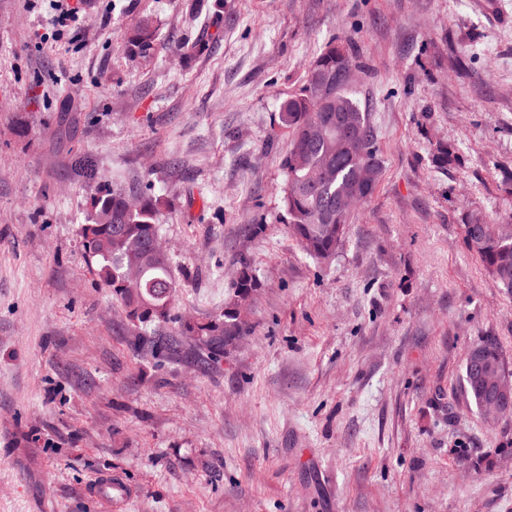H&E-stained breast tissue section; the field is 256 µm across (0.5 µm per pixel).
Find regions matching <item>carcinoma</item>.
<instances>
[{"mask_svg": "<svg viewBox=\"0 0 512 512\" xmlns=\"http://www.w3.org/2000/svg\"><path fill=\"white\" fill-rule=\"evenodd\" d=\"M126 50L134 59H150L157 51L152 22L142 20L133 30ZM353 66L352 55L331 43L313 60L300 92L281 105V121L291 133L288 153L282 160L285 173L282 206L293 237L303 250L319 260L335 256L347 230L349 213L336 212V198L346 195L356 181L362 164L382 169L368 114L351 96L344 72ZM327 97L339 99L361 138L353 149L334 155L336 130L313 132L319 106ZM433 164L446 170L461 163L451 144L436 147ZM91 213L80 227L82 248L88 265L103 287L127 311L137 324L171 321L175 305L176 281L170 274V259L146 260L140 279L129 275L132 264L147 255L144 247L158 236L156 224L159 201L141 194L132 201L121 190L97 189L90 198ZM465 240L503 291L512 294V224H496L480 212H472L464 224ZM259 287L251 263L240 261L232 296L224 311L205 323L183 322L180 334L196 336L201 346L217 357L224 353V338L234 335L240 324L241 310ZM130 345L137 351L148 347L153 354L173 347L160 339L135 336ZM503 363L502 354L491 340L472 346L465 358L463 391L477 407L488 401L490 391L477 377V368L496 369Z\"/></svg>", "mask_w": 512, "mask_h": 512, "instance_id": "obj_1", "label": "carcinoma"}]
</instances>
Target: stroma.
Here are the masks:
<instances>
[{
  "mask_svg": "<svg viewBox=\"0 0 512 512\" xmlns=\"http://www.w3.org/2000/svg\"><path fill=\"white\" fill-rule=\"evenodd\" d=\"M189 2L83 0L51 46L47 0H0V512H109L105 475L124 512H512V419L462 390L480 341L512 373V295L463 227L512 224V0ZM331 42L382 173L321 261L285 223L280 105ZM101 185L163 201L178 296L146 333L177 354L134 351L86 263ZM244 257L247 330L214 358L178 325L223 310ZM126 50L131 58L150 59L157 51L152 22L143 19L133 30ZM95 491L102 501L112 504L114 509L120 508L133 497L132 490L127 484L111 477L102 478L95 486Z\"/></svg>",
  "mask_w": 512,
  "mask_h": 512,
  "instance_id": "obj_1",
  "label": "stroma"
}]
</instances>
